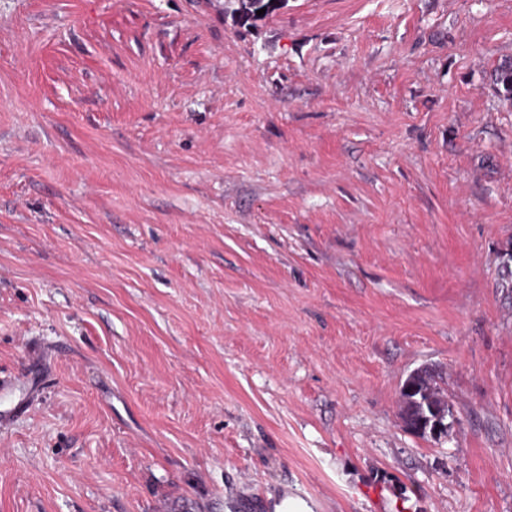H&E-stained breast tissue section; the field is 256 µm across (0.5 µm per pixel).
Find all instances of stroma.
I'll list each match as a JSON object with an SVG mask.
<instances>
[{
	"label": "stroma",
	"instance_id": "35a3bbf8",
	"mask_svg": "<svg viewBox=\"0 0 512 512\" xmlns=\"http://www.w3.org/2000/svg\"><path fill=\"white\" fill-rule=\"evenodd\" d=\"M506 59L512 0H0V512H512ZM284 2L285 0H225L224 13H229L236 25L251 27L281 9ZM263 8H266L265 14L257 15V11ZM434 376V372L429 368L418 369L414 375L407 376L400 390L403 403L401 416L405 427L423 438L426 435L418 433L415 426L424 416L429 417L421 422L418 431L431 437H438L447 431L450 424L444 421L441 414H438L431 422L430 417L434 415L432 408L444 409L448 413V418L453 417L448 411V402L440 396L438 388L434 385Z\"/></svg>",
	"mask_w": 512,
	"mask_h": 512
}]
</instances>
